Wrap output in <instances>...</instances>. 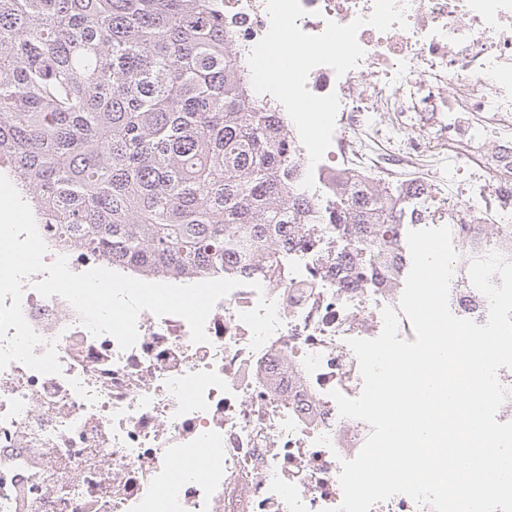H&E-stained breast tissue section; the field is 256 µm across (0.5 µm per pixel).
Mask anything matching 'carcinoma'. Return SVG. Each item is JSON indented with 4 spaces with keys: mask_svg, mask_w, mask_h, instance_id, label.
I'll return each mask as SVG.
<instances>
[{
    "mask_svg": "<svg viewBox=\"0 0 512 512\" xmlns=\"http://www.w3.org/2000/svg\"><path fill=\"white\" fill-rule=\"evenodd\" d=\"M287 127L224 0H0V165L55 241L114 269L275 274L323 224L358 242L336 261L345 285L404 275L424 186L339 173L327 213L298 190Z\"/></svg>",
    "mask_w": 512,
    "mask_h": 512,
    "instance_id": "carcinoma-1",
    "label": "carcinoma"
}]
</instances>
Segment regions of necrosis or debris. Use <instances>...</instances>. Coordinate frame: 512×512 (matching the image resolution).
I'll return each mask as SVG.
<instances>
[{
    "label": "necrosis or debris",
    "mask_w": 512,
    "mask_h": 512,
    "mask_svg": "<svg viewBox=\"0 0 512 512\" xmlns=\"http://www.w3.org/2000/svg\"><path fill=\"white\" fill-rule=\"evenodd\" d=\"M405 27L357 34L364 56L337 75L314 68L307 87L337 94L352 121L386 113L391 126L425 113L444 135L471 116L480 123L460 140L457 163L481 156L503 194L491 234H452L460 254L449 287L458 317L485 324L489 302L460 285L472 261L512 249V166L486 142L512 144V0H399ZM299 27L366 19L374 0H301ZM224 23L254 47L269 29L266 0H224ZM349 139L301 171L309 196L335 207L329 181L338 155L362 153ZM336 246L324 231L290 250L260 289L241 286L206 321L208 343L190 338L178 316L141 312L138 340L120 350L93 336L63 298L26 288L24 316L56 340L62 372L42 375L13 363L0 371V512H330L342 500L341 463L354 459L371 428L341 417L332 390H362L349 339L376 338L383 308L398 307L402 281L390 288L344 287ZM274 301L281 326L260 348L240 321L259 297ZM328 444H321L320 436Z\"/></svg>",
    "instance_id": "obj_1"
}]
</instances>
